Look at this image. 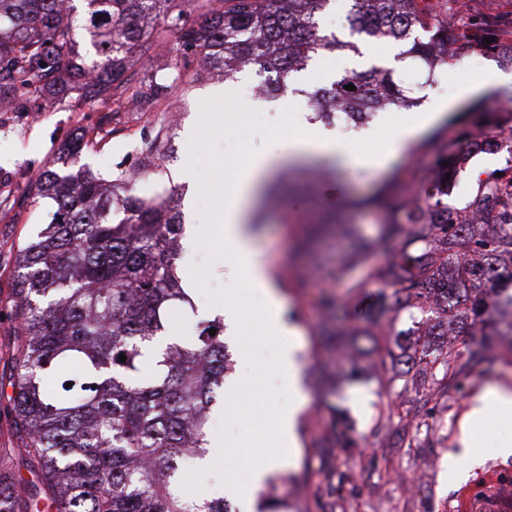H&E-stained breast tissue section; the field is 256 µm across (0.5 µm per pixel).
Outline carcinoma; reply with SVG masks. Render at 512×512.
<instances>
[{"instance_id":"cac0c4a2","label":"carcinoma","mask_w":512,"mask_h":512,"mask_svg":"<svg viewBox=\"0 0 512 512\" xmlns=\"http://www.w3.org/2000/svg\"><path fill=\"white\" fill-rule=\"evenodd\" d=\"M0 0V98L22 112H38L50 100L110 102L128 91L126 73L139 46L164 28L178 43L205 57L209 70L237 78L249 68L262 93L287 88L292 74L315 56L336 48L360 53V42L321 34L319 20L331 0H201L205 20L189 21L185 0ZM352 31L386 39L434 68L448 49V29L428 39L429 0H351ZM374 88L356 77L336 80L329 90L302 91L328 120L377 111L405 101L391 71L373 68ZM352 84L356 90L345 86ZM145 99L167 97L173 86L151 76L141 82ZM481 129L512 133V111L486 112ZM168 134L157 132L146 158L164 161ZM476 147L464 131L441 143L438 162L454 166L462 149ZM90 148L79 139L23 189L34 204L49 200L51 222L20 251L12 301L19 320L18 346L9 383L0 399L12 405L14 423L26 438L18 453L30 461L32 479L0 468V512H234L222 497L189 499L181 490V462L209 453L210 421L224 394L230 369L224 324L209 323L160 353L161 370L148 369L146 354L165 335V312L178 303L193 307L178 273L181 231L174 194L154 198L130 193L132 174H110L76 159ZM480 181L468 207L495 211L492 230L448 220V186L414 167L380 189L369 204L384 218L378 236L349 251L336 267L338 280L361 293L375 283L383 293L367 324L339 323V305L328 295L320 306L330 352L347 348L375 359L391 372V392L431 379L460 385L476 367L494 359L498 336L512 340V167ZM420 203H406L403 190ZM378 263L371 259L378 255ZM361 269L360 278L352 274ZM433 321L429 335L450 323L481 325L467 344L468 359L452 346L431 353L409 351L394 330L401 315ZM216 329L210 335L209 329ZM126 361H120V356ZM76 360L83 373L67 385L55 376ZM12 393H6V387ZM330 429L316 448L360 447L347 414L325 404ZM260 512H311L288 499L269 501Z\"/></svg>"}]
</instances>
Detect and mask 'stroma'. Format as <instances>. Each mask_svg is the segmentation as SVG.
<instances>
[{
  "mask_svg": "<svg viewBox=\"0 0 512 512\" xmlns=\"http://www.w3.org/2000/svg\"><path fill=\"white\" fill-rule=\"evenodd\" d=\"M468 4L476 10H491L499 21L489 29L468 15L459 20L458 31L493 38V48L475 52L463 63L448 55L446 63L431 75L414 60L401 56L396 44L382 41L360 56L341 50L321 53L305 71L293 76L292 92L259 98L251 92L256 81L248 71L233 81L218 75L196 78L195 55L180 49L175 36L167 34L161 40L142 43L129 75L136 85L152 74L164 79L178 76L184 86L174 89L170 98L151 104L145 114L103 102H86L75 108L58 105L34 116L0 112V376L10 372L16 342L18 321L7 298L18 250L51 219L48 206L22 199L21 188L65 143L82 136L91 140L93 146L82 161L94 170L106 173L120 166L133 171L145 169V146L158 128H166L169 157L161 166L145 169V176L133 184L134 192L143 198L173 192L183 226L217 223L220 210L216 203L229 194L242 158L256 153H294L309 123L337 136L335 122L317 120L305 93L329 86L343 72H362L375 65L390 69L412 99L411 105L382 109L368 128L365 142L346 145V152L354 157L377 153L388 132L418 111L430 92L454 93L489 68L511 77L512 61L507 60L505 51L512 47V0H468ZM174 102L182 109L175 122L170 119ZM509 106V89L461 100L384 172L318 161L304 164L291 183L281 184L277 199L257 210L253 224L257 250L272 267L284 294L285 322L301 331L298 365L307 396L295 420L296 446L267 484L263 499H299L309 504L311 512H458L460 492L479 474L490 468L512 474V455L500 454L492 442L494 435L512 428V415L493 405L485 419L488 440L470 449L457 467L448 465L449 454L459 447L462 418L488 380L512 376L511 363L498 360L482 365L469 375L463 388L449 392L447 401L428 404L413 390L384 394L387 371L361 356L355 362L363 381H352L348 365L340 364L335 379L324 382L321 367L330 357L318 349L316 338L323 319L318 304L322 294L339 301L347 325L354 327L362 325L363 311L379 291L378 285L371 284L364 295L353 296L346 282L330 277L342 253L353 246L342 226L366 236L376 235L379 217L366 207V199L416 166L437 176L434 135L456 138L462 131L474 130L476 113ZM511 163L512 154L504 150L468 155L449 180V204L457 209L467 206L477 186L474 168H482L488 178ZM308 271L314 272V279L307 287H295V280ZM328 401L353 420L360 447L343 454L332 448L313 450L311 428L327 425L329 414L324 404ZM428 456L434 457L435 466L418 492H408L401 476L415 473ZM305 460L312 477L304 483L294 475ZM324 470L343 472L348 480L336 489H327L319 477Z\"/></svg>",
  "mask_w": 512,
  "mask_h": 512,
  "instance_id": "stroma-1",
  "label": "stroma"
}]
</instances>
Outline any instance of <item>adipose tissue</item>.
Listing matches in <instances>:
<instances>
[{
  "instance_id": "ef3b65f1",
  "label": "adipose tissue",
  "mask_w": 512,
  "mask_h": 512,
  "mask_svg": "<svg viewBox=\"0 0 512 512\" xmlns=\"http://www.w3.org/2000/svg\"><path fill=\"white\" fill-rule=\"evenodd\" d=\"M454 105L451 98L433 95L429 98L428 110L421 117L408 119L395 128L387 137L380 153L369 159V166L387 169L393 160L411 142L419 139L430 126L436 124ZM280 157H249L237 168L231 187V197L224 207L221 222L215 233L235 256V270L243 275L265 300L271 334L281 336L279 361L286 371V385L291 392H298V368L295 361V335L299 330L284 325L280 312L282 296L274 281V275L257 254L252 231L253 208L258 202L267 182L275 174ZM494 403L500 409L512 411V385L503 381L488 384L474 406L463 420L459 442L462 448H470L485 419V406Z\"/></svg>"
}]
</instances>
